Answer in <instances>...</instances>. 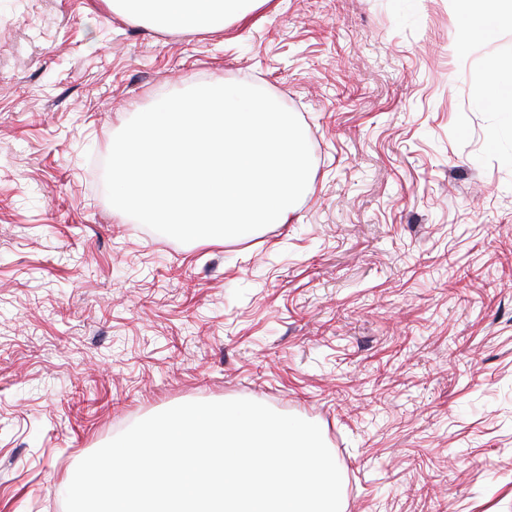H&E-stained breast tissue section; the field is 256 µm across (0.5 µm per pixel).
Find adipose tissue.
<instances>
[{
	"label": "adipose tissue",
	"instance_id": "obj_1",
	"mask_svg": "<svg viewBox=\"0 0 512 512\" xmlns=\"http://www.w3.org/2000/svg\"><path fill=\"white\" fill-rule=\"evenodd\" d=\"M249 0H115L126 14L148 19L164 30L197 28L240 12Z\"/></svg>",
	"mask_w": 512,
	"mask_h": 512
}]
</instances>
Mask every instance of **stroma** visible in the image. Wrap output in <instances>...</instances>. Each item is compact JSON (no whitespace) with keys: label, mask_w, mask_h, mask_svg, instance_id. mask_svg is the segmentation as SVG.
Listing matches in <instances>:
<instances>
[{"label":"stroma","mask_w":512,"mask_h":512,"mask_svg":"<svg viewBox=\"0 0 512 512\" xmlns=\"http://www.w3.org/2000/svg\"><path fill=\"white\" fill-rule=\"evenodd\" d=\"M512 28L453 0H269L210 29L0 0V512H65L134 423L250 399L319 425L344 512H512ZM299 118L287 223L178 242L94 166L198 84Z\"/></svg>","instance_id":"1"}]
</instances>
